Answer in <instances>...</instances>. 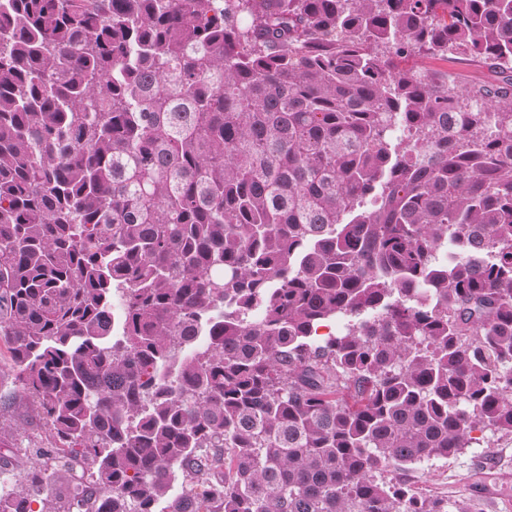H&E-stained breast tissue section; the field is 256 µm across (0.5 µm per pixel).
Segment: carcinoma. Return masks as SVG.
Returning a JSON list of instances; mask_svg holds the SVG:
<instances>
[{
  "mask_svg": "<svg viewBox=\"0 0 512 512\" xmlns=\"http://www.w3.org/2000/svg\"><path fill=\"white\" fill-rule=\"evenodd\" d=\"M0 39L22 512L55 457L84 512H450L393 474L512 436V0H10ZM406 68H414L422 72L434 73H453L465 72L471 76L474 81H490V73L483 67L474 62L466 60L447 61L437 57H409L403 62ZM34 428L32 424L24 425L12 442L14 447H18L12 448V450L17 455L20 464L34 459L36 452L44 451L50 446L44 433L41 432V435L38 436L39 432Z\"/></svg>",
  "mask_w": 512,
  "mask_h": 512,
  "instance_id": "1",
  "label": "carcinoma"
}]
</instances>
